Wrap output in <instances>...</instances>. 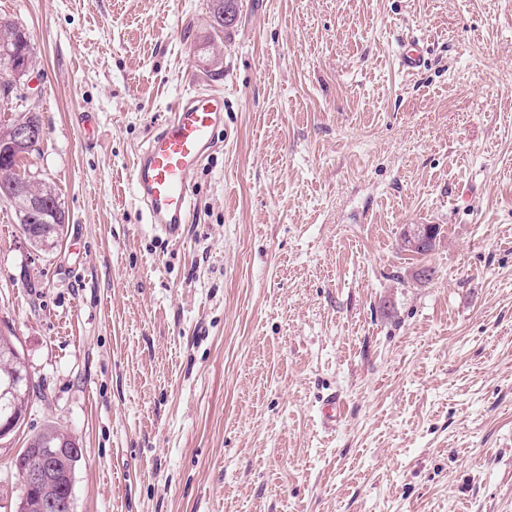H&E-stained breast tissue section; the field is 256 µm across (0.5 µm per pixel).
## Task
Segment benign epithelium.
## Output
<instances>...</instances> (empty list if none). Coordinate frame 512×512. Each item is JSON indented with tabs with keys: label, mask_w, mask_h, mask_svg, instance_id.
I'll return each mask as SVG.
<instances>
[{
	"label": "benign epithelium",
	"mask_w": 512,
	"mask_h": 512,
	"mask_svg": "<svg viewBox=\"0 0 512 512\" xmlns=\"http://www.w3.org/2000/svg\"><path fill=\"white\" fill-rule=\"evenodd\" d=\"M15 139L22 144L42 140L43 128L38 121L19 116L14 123ZM0 197L12 202L24 204L29 220L46 221V211L51 208L47 196L32 195L26 185L11 183L4 185L0 180ZM439 228L433 224H406L402 230L405 243L414 250H431L437 240ZM32 390V379L28 373L0 382V399L7 404ZM82 456L79 443L68 433L58 434L45 448H26L15 457V466L20 478L22 493L16 506V512H73L71 494L51 495L47 490L62 475L72 476L70 463Z\"/></svg>",
	"instance_id": "7a95c632"
}]
</instances>
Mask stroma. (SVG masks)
I'll return each instance as SVG.
<instances>
[{"label":"stroma","instance_id":"1","mask_svg":"<svg viewBox=\"0 0 512 512\" xmlns=\"http://www.w3.org/2000/svg\"><path fill=\"white\" fill-rule=\"evenodd\" d=\"M208 4L0 0L45 129L20 168L68 217L39 252L0 200V329L35 385L0 506L52 423L74 512H512V0H238L217 74ZM195 90L224 127L171 239L130 171ZM439 227L433 224H407L402 230V237L405 243L414 250H428L411 252L419 256L427 255L434 247L437 240Z\"/></svg>","mask_w":512,"mask_h":512}]
</instances>
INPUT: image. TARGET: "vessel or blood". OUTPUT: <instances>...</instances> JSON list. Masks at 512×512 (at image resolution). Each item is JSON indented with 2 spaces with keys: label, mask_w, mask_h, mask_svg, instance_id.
<instances>
[{
  "label": "vessel or blood",
  "mask_w": 512,
  "mask_h": 512,
  "mask_svg": "<svg viewBox=\"0 0 512 512\" xmlns=\"http://www.w3.org/2000/svg\"><path fill=\"white\" fill-rule=\"evenodd\" d=\"M223 125V93L198 91L181 98L138 153L130 181L154 228L173 238L180 235L193 174Z\"/></svg>",
  "instance_id": "b4317fda"
}]
</instances>
